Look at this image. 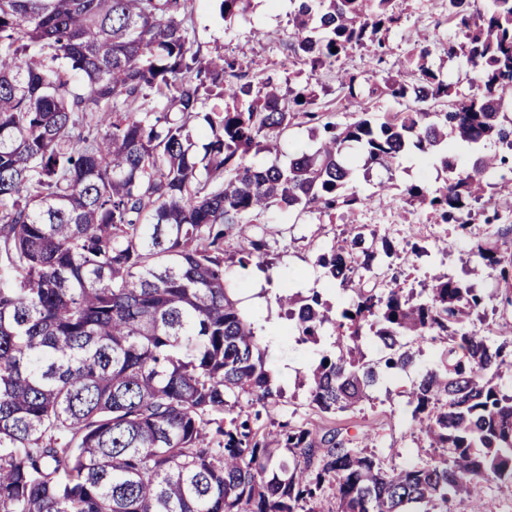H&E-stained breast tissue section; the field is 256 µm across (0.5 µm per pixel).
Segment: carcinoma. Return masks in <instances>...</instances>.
Listing matches in <instances>:
<instances>
[{
  "mask_svg": "<svg viewBox=\"0 0 512 512\" xmlns=\"http://www.w3.org/2000/svg\"><path fill=\"white\" fill-rule=\"evenodd\" d=\"M245 0H221L230 20ZM397 0H291L293 62L331 72L367 43L386 53ZM189 0H0V512H314L326 488L336 512H454L464 496L512 485V324L471 323L484 304L472 285L435 275L416 294L397 280L363 286L340 308L318 291L284 287L276 302L297 342L318 344L303 377L323 415L374 401L384 374L433 364L407 393L435 462L387 465L371 434L316 425L260 431L242 399L283 396L255 323L224 267V237L248 241L239 263L269 270L248 236L266 211L329 214L364 203L344 145L389 167L409 147L440 163L446 181L411 185L407 200L466 235L483 173L512 168V0H448L482 91L451 97L415 48L403 72L368 83L336 72L361 113L345 125L315 110L311 83L280 93L233 59L207 60L186 26ZM215 96L224 105L203 110ZM404 109L365 117L370 100ZM317 124L319 143L288 164L249 157L277 150L291 121ZM495 139L474 172L454 152ZM485 267L500 264L478 241ZM376 253L352 228L319 254L348 287L374 272ZM378 357L362 349L365 332Z\"/></svg>",
  "mask_w": 512,
  "mask_h": 512,
  "instance_id": "cac0c4a2",
  "label": "carcinoma"
}]
</instances>
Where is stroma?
<instances>
[{"label":"stroma","instance_id":"1","mask_svg":"<svg viewBox=\"0 0 512 512\" xmlns=\"http://www.w3.org/2000/svg\"><path fill=\"white\" fill-rule=\"evenodd\" d=\"M191 6L188 24L201 57H233L240 70L250 74L282 66L287 79L306 83L309 70L287 60L292 33L290 0H249L246 12L229 22L221 18L215 0H192ZM397 9L402 21L386 38L388 52L384 59H376L375 48L369 45L342 58V71L360 79L376 68L393 73L402 69L414 44L424 40L445 43L458 38L455 27L447 20L443 0H397ZM345 154L356 165L354 185L365 200L363 206L339 210L329 217L307 213L286 218L277 210L268 211L252 230L276 260L275 266L266 271L253 264L240 267L237 260L243 248L241 240L234 235L224 239V261L234 282V297L241 311L255 321L268 348L267 364L284 389L277 403L262 408L252 405L248 411L258 414L257 425L266 431L284 424L306 423L327 429L355 424L372 427L376 430L377 455L399 465L416 462L428 456L424 442L413 430L412 408L405 395L416 382L417 371L385 376L373 403L360 412L320 417L310 405L307 387L301 386L299 379L315 349H331L334 338L324 336L316 346L298 343L280 316L276 294L286 285L305 295L320 292L337 307L349 300L350 291L332 285L316 259L356 226L367 242L377 246L385 241L398 250L414 242L424 246V254L410 256L401 266L399 280L403 288L430 286L432 275L439 273L468 280L485 296L478 321L496 326L512 323V305L505 301L507 292L500 284L499 270L474 272L475 261L460 242L454 225L435 222L428 211L406 202V186L433 188L443 183L446 174L439 165L425 161L413 149L405 151L388 170L365 166L357 146H347ZM489 214L494 217L490 223L485 220ZM469 236L475 241L490 242L502 262L512 261V203L504 202L495 186H487L481 202L474 205Z\"/></svg>","mask_w":512,"mask_h":512}]
</instances>
